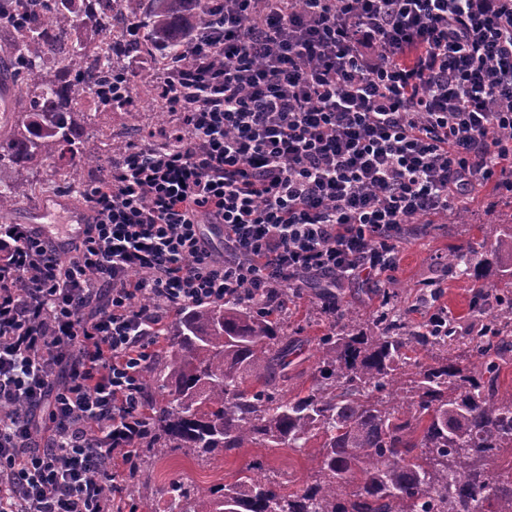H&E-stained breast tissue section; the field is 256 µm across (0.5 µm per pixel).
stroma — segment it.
Wrapping results in <instances>:
<instances>
[{"mask_svg":"<svg viewBox=\"0 0 512 512\" xmlns=\"http://www.w3.org/2000/svg\"><path fill=\"white\" fill-rule=\"evenodd\" d=\"M156 67L155 57L142 55L133 59L129 69L139 84L134 103L140 113V132L149 134L170 128L178 121L177 114L159 112L151 107V91L142 84L141 76ZM30 183L26 201L9 216L14 224L32 223L35 212L43 204L42 193L57 187L54 174L46 165L33 163L27 168ZM512 225V195H505L487 184L471 195L463 216L449 215L443 219L421 220L409 225L400 248V264L396 272L380 281H352L340 288L338 295L344 309L358 318H369L379 307L383 292L397 296L410 324L426 321L429 305L422 299V286L437 280L442 286L439 302L457 321L459 341L456 353H463L464 342L477 322L471 314L473 294L468 281L456 277L448 264L452 250L468 246L482 251L499 237L504 227ZM320 289H306L302 295L288 296L278 314L288 324L294 348L288 357V392L305 391L312 383L316 344L321 336L337 331L338 326L326 318H318ZM318 454L316 445L305 448H243L227 455L212 452L203 456L188 451L161 450L152 457V489L147 497L132 491L135 477L125 473L123 489L125 512H164L166 497L163 487L174 478L188 481L196 490L214 492L236 480L239 472L255 460L262 461L268 475L280 484L283 493H292L315 480Z\"/></svg>","mask_w":512,"mask_h":512,"instance_id":"obj_1","label":"stroma"}]
</instances>
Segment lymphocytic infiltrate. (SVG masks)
<instances>
[{
    "mask_svg": "<svg viewBox=\"0 0 512 512\" xmlns=\"http://www.w3.org/2000/svg\"><path fill=\"white\" fill-rule=\"evenodd\" d=\"M160 91L167 146L69 254L0 224V512H112L171 314L380 278L413 220L512 194V0H218Z\"/></svg>",
    "mask_w": 512,
    "mask_h": 512,
    "instance_id": "f902f5d3",
    "label": "lymphocytic infiltrate"
}]
</instances>
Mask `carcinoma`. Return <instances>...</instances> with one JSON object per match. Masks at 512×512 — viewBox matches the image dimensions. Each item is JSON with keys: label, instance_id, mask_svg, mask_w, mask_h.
Wrapping results in <instances>:
<instances>
[{"label": "carcinoma", "instance_id": "1", "mask_svg": "<svg viewBox=\"0 0 512 512\" xmlns=\"http://www.w3.org/2000/svg\"><path fill=\"white\" fill-rule=\"evenodd\" d=\"M29 0L14 29L16 64L28 77V107L0 139V213L24 196L22 169L66 157L77 168L119 160L134 147L119 139L101 148L80 133L72 100L95 86L109 105L130 106L133 87L120 84L126 59L161 50L160 71L180 57L207 11L203 0ZM120 14L119 42L97 68L83 66L84 47L69 41L82 25L103 36ZM135 21L136 36L127 23ZM512 227L487 254L458 249L456 274L477 286L483 316L468 337L467 355L426 364L405 353L411 343L450 348L456 323L436 329L408 324L387 294L374 318L320 339L313 382L304 394L282 393L288 382V333L267 304L229 301L179 313L165 329V356L145 376L163 393L149 415L143 447L201 453L241 448H304L319 443V480L288 495L250 463L220 494H204L176 478L164 489L170 512H512V464L498 471L487 459L512 448V393L497 385L498 360L512 336V297L489 309L491 274L512 278ZM360 475L354 489L351 479Z\"/></svg>", "mask_w": 512, "mask_h": 512}]
</instances>
